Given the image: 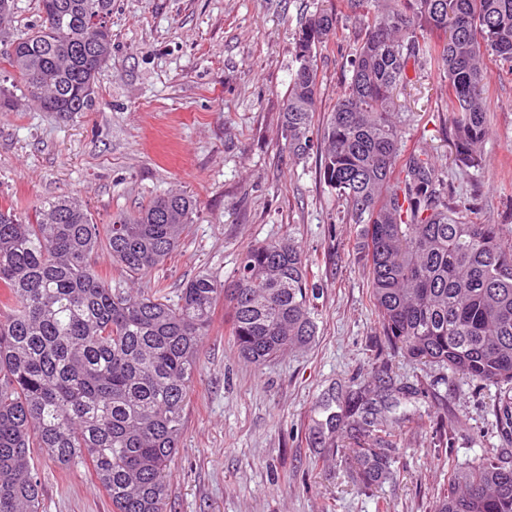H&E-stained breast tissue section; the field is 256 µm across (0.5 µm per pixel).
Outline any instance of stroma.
Returning a JSON list of instances; mask_svg holds the SVG:
<instances>
[{"mask_svg":"<svg viewBox=\"0 0 512 512\" xmlns=\"http://www.w3.org/2000/svg\"><path fill=\"white\" fill-rule=\"evenodd\" d=\"M321 0H112V60L97 76L99 104L70 118L30 103L0 112V206L31 213L62 194L100 224L154 196L197 201L178 250L152 271L177 300L184 281L233 275L248 246L294 237L321 290L318 334L307 348L257 368L244 362L216 307L171 466L167 512H434L448 467L512 450L495 426L497 389L453 379L386 341L355 259L356 231L323 182L318 155L289 158L281 116L297 64L295 35ZM358 18L317 51L325 122L350 80ZM490 134L481 167L462 168L450 135L442 73L418 67L398 95L407 147L428 151L470 223L512 229V70L486 57ZM387 364L407 393L394 440L393 479L365 490L351 479L347 394L383 406L372 372ZM337 425H330L331 416ZM455 421L443 437L440 421ZM35 465L42 512H112L91 469Z\"/></svg>","mask_w":512,"mask_h":512,"instance_id":"obj_1","label":"stroma"}]
</instances>
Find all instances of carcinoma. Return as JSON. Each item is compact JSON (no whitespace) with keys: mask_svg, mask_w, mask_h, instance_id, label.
Segmentation results:
<instances>
[{"mask_svg":"<svg viewBox=\"0 0 512 512\" xmlns=\"http://www.w3.org/2000/svg\"><path fill=\"white\" fill-rule=\"evenodd\" d=\"M39 20L0 66V112L23 85L45 112H92L96 74L112 61V0H37ZM361 17L351 78L315 130L317 47L337 16ZM512 64V0H331L296 34L298 67L282 112L283 149L320 152V176L357 226L383 335L408 357L497 387L496 423L512 427V239L500 224L458 216L425 150L406 151L397 91L429 62L448 87L457 160L483 163L484 58ZM197 202L179 192L96 223L78 199L42 203L33 219L0 206V512H41L33 452L86 465L112 512H166L171 462L218 299L241 358L261 366L315 339L316 286L294 239L247 247L231 280L203 273L175 303L161 290L128 296L98 268L104 252L137 278L178 248ZM348 397L346 448L356 482L393 475V423ZM435 512H512V461L485 453L453 467Z\"/></svg>","mask_w":512,"mask_h":512,"instance_id":"obj_1","label":"carcinoma"}]
</instances>
